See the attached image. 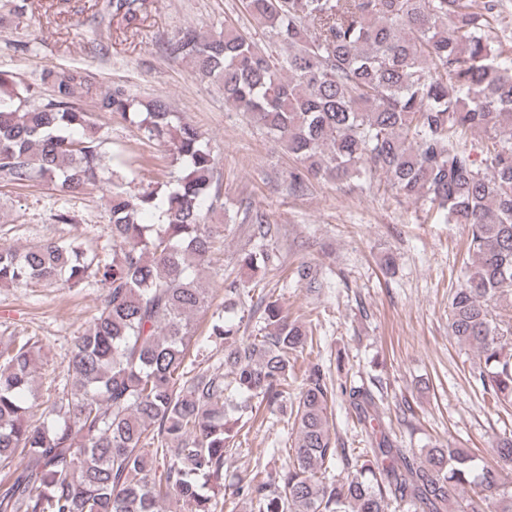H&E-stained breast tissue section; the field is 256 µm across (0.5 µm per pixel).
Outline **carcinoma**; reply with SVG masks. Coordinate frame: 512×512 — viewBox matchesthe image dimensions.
<instances>
[{"mask_svg":"<svg viewBox=\"0 0 512 512\" xmlns=\"http://www.w3.org/2000/svg\"><path fill=\"white\" fill-rule=\"evenodd\" d=\"M265 43L227 28L188 25L166 55L222 87L297 163L292 181H361L378 174L396 194L426 198L467 229L473 260L451 294L448 330L483 359L475 376L495 403L512 407V325L495 312L512 295V39L500 0H243ZM145 0H107L132 26ZM135 126L166 148L181 176L128 191L127 167L105 151L94 113ZM481 134L480 154L470 136ZM0 181L52 183L79 194L109 192L110 254L46 239L0 247V285L93 279L101 303L74 342L69 385L31 420L26 396L41 350L36 336L0 337V512H161L177 497L189 512H512V432L497 438L501 466L467 448H423L415 462L381 424L372 391L334 387L318 364L290 396L295 364L313 346V325L290 318L267 294L257 333L213 306L194 272L214 243L224 209L223 173L209 140L163 98L137 100L79 67L41 73L36 84L0 71ZM258 248L240 266L253 281L277 266ZM211 312L209 341L224 369L195 363L193 318ZM341 395L370 447L355 455L336 437ZM293 415L289 464L256 468L224 497V467L250 431L251 401ZM343 465L345 475L326 473Z\"/></svg>","mask_w":512,"mask_h":512,"instance_id":"1","label":"carcinoma"}]
</instances>
